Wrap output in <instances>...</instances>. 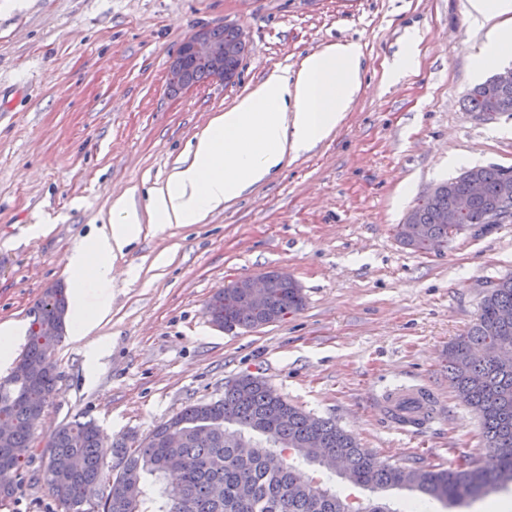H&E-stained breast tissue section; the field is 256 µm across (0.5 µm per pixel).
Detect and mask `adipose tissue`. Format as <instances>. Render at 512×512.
<instances>
[{"instance_id":"obj_1","label":"adipose tissue","mask_w":512,"mask_h":512,"mask_svg":"<svg viewBox=\"0 0 512 512\" xmlns=\"http://www.w3.org/2000/svg\"><path fill=\"white\" fill-rule=\"evenodd\" d=\"M468 14L486 26L474 51L475 73L512 60V0H468ZM358 44H332L307 56L294 77L271 75L251 95L218 115L196 141L192 155L153 189L145 210L126 198L112 205V221L68 259L74 284L71 337L85 340L108 316L113 261L136 239L143 221L197 224L261 182L288 154L315 146L347 112L360 89Z\"/></svg>"}]
</instances>
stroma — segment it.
<instances>
[{
  "label": "stroma",
  "instance_id": "1",
  "mask_svg": "<svg viewBox=\"0 0 512 512\" xmlns=\"http://www.w3.org/2000/svg\"><path fill=\"white\" fill-rule=\"evenodd\" d=\"M226 23L248 35L236 80L171 91L166 70L183 39ZM414 29L418 64L389 85ZM483 39L467 0H0V323L24 328L46 289L71 287L68 258L109 223L113 201L144 208L212 119L330 44L363 52L362 88L323 141L200 223L142 224L115 260L98 329L109 352L90 378L83 343L58 344L37 442L77 417L108 443L142 437L252 373L386 464L448 469L467 455L492 466L446 352L489 283L512 275V219L425 253L395 232L458 176L449 155L512 167V137L499 133L512 113L463 104ZM272 270L293 275L301 310L253 330L212 324L206 304L218 290ZM401 385L428 387L442 404L412 436L376 405L377 390ZM36 469L25 467L0 512H58Z\"/></svg>",
  "mask_w": 512,
  "mask_h": 512
}]
</instances>
